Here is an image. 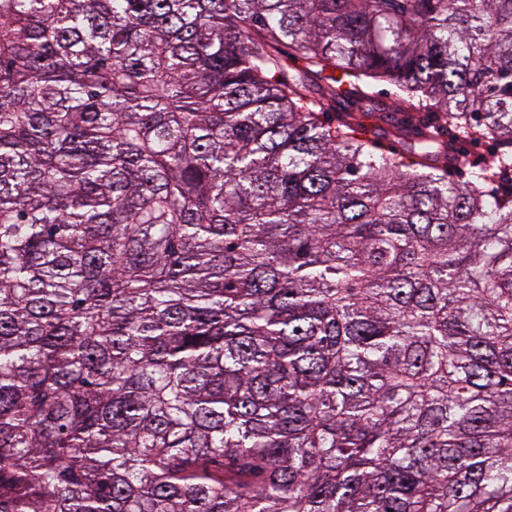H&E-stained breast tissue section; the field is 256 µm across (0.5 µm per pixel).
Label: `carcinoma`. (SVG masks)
<instances>
[{"instance_id":"cac0c4a2","label":"carcinoma","mask_w":512,"mask_h":512,"mask_svg":"<svg viewBox=\"0 0 512 512\" xmlns=\"http://www.w3.org/2000/svg\"><path fill=\"white\" fill-rule=\"evenodd\" d=\"M511 177L512 0H0V512H512ZM372 89L370 91L374 92L377 99L381 104L385 107L386 112H354L357 119L359 120L360 136L363 138L374 140L378 145L382 146V148L387 149L388 146L395 144L397 145V150L401 146L394 141L393 137L388 134L385 135V131L390 128V126L383 121V115L385 113H394L396 119H399L403 112H393L395 109L403 108L404 106L397 100V91L396 89L384 82H374L371 81Z\"/></svg>"}]
</instances>
